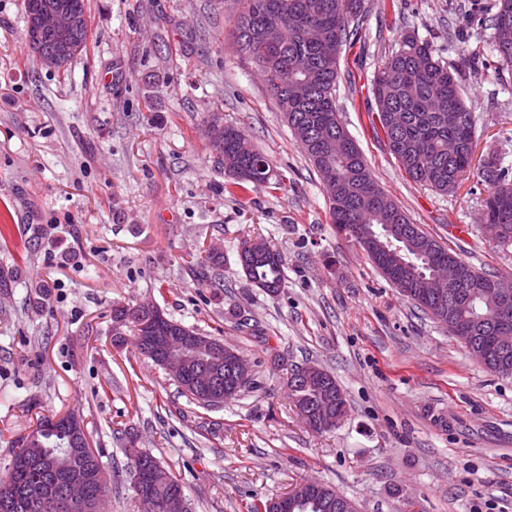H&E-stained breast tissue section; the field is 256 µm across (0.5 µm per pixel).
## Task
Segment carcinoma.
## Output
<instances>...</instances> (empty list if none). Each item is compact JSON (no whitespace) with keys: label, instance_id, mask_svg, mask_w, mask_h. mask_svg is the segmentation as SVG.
Listing matches in <instances>:
<instances>
[{"label":"carcinoma","instance_id":"cac0c4a2","mask_svg":"<svg viewBox=\"0 0 512 512\" xmlns=\"http://www.w3.org/2000/svg\"><path fill=\"white\" fill-rule=\"evenodd\" d=\"M69 1L80 6L77 27L65 38L47 35L44 47L67 57V61L87 52L88 19L85 0H36L45 9ZM365 0H241L232 36L238 50L258 65L268 91L274 98L290 130L312 131L298 142L316 169L329 202V212L336 232L358 241L355 230L365 225L385 235L383 225L411 236L412 247L399 253L402 264L382 254L369 256L376 268L394 271L407 267L405 277L394 288L420 311L435 308L431 296L422 288L442 260L461 263L463 278L459 285L447 289L438 312L443 325L466 348L471 358L487 370L512 376V349L507 357L486 353L485 337L492 335L497 324L489 306L487 289L495 275L473 267L459 254L451 252L419 225L413 223L397 204L390 209L370 210L377 196H386L368 166L355 140L341 122L336 107L339 61L343 47L357 36L359 21L366 12ZM500 71L512 70V45L494 42ZM372 93L377 117L391 154L404 172L415 182L448 194L456 190V178L472 171L479 181L490 186L484 199L487 224H503L504 233L497 243L512 245V168L492 154L472 166L476 138V119L462 94L458 70L445 61L433 46L414 34H407L381 59L372 78ZM213 150H221L217 163L229 178L227 191L246 193L269 184L280 187L271 162L257 148L244 152L240 143L247 137L234 125L215 117ZM238 262L249 283L268 293H276L284 280V263L279 251L270 250L263 259L238 254ZM224 264V254L206 249L205 258L196 263L199 283L208 284L209 272ZM112 323L121 324L123 333L137 337L136 350L147 358L153 355L147 344L138 339L144 327L198 335L197 330L169 318L159 309L137 305L112 307ZM328 379L327 390L322 379ZM342 392L335 377L323 368L317 375L288 385V395L300 414L311 425V416L333 401L332 392ZM33 433L39 443L27 447L19 442L5 476L0 478V495L10 494L21 502L32 487L43 483L62 492L85 471L86 462L99 457L90 441L80 447L69 443L62 419L45 418ZM128 474L139 473V489L154 500L163 502L168 495L183 489L182 484L157 458L147 451L127 449ZM51 459L54 467L43 463ZM85 498L95 502L106 492L104 477L90 475L84 483ZM331 486L319 483L304 496L292 500L290 512H335L330 507L335 495Z\"/></svg>","mask_w":512,"mask_h":512}]
</instances>
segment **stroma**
I'll return each mask as SVG.
<instances>
[{
	"label": "stroma",
	"instance_id": "obj_1",
	"mask_svg": "<svg viewBox=\"0 0 512 512\" xmlns=\"http://www.w3.org/2000/svg\"><path fill=\"white\" fill-rule=\"evenodd\" d=\"M492 0L449 38L448 0H367L340 58L336 106L382 189L476 268L512 277V245L481 226L486 186L442 195L390 153L371 91L402 36L430 41L462 76L476 156L512 167V74L494 73ZM86 54L42 68L24 0H0V265L21 277L0 304V473L39 418L83 419L101 453L102 512H138L126 450L151 452L192 512L250 504L316 479L359 512H512V377L486 371L443 325L338 235L319 176L257 64L230 36L237 0H86ZM270 159L280 188L229 194L205 133L213 114ZM263 238L284 258L269 294L237 253ZM224 252L221 287L199 284L200 248ZM51 287L36 312L31 286ZM147 300L237 349L252 389L209 410L112 339V307ZM331 372L350 404L329 433L290 402L274 357Z\"/></svg>",
	"mask_w": 512,
	"mask_h": 512
}]
</instances>
